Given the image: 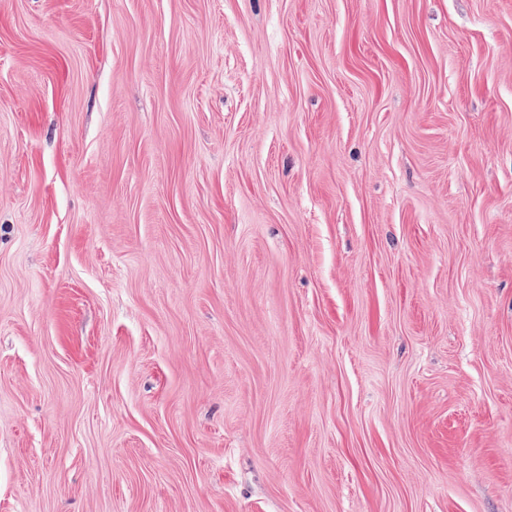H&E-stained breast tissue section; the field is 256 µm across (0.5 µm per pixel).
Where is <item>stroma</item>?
Wrapping results in <instances>:
<instances>
[{"label": "stroma", "mask_w": 512, "mask_h": 512, "mask_svg": "<svg viewBox=\"0 0 512 512\" xmlns=\"http://www.w3.org/2000/svg\"><path fill=\"white\" fill-rule=\"evenodd\" d=\"M0 512H512V0H0Z\"/></svg>", "instance_id": "stroma-1"}]
</instances>
